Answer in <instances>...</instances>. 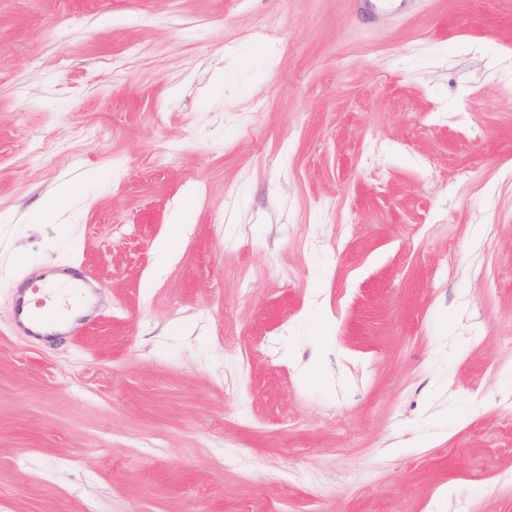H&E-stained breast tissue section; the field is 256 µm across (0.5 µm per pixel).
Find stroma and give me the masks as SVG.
Masks as SVG:
<instances>
[{
  "label": "stroma",
  "mask_w": 512,
  "mask_h": 512,
  "mask_svg": "<svg viewBox=\"0 0 512 512\" xmlns=\"http://www.w3.org/2000/svg\"><path fill=\"white\" fill-rule=\"evenodd\" d=\"M510 336L512 0H0V512H512ZM77 190L78 187L71 182L60 183L54 193L44 201L40 211L35 215L37 223L59 220L65 206L78 196ZM54 274V267H45L36 276H29L16 289L13 296V328L17 336H25L32 341H47L72 333L77 321L88 319L89 315L84 313L70 316L73 309L69 307L67 313L61 316L53 309L46 308L45 301L37 305L33 302L32 291L42 290L46 299L47 290L57 285ZM67 287L72 289L80 296L81 308H92L95 305V297L101 287V284L95 283L86 277L84 274H78L75 279L67 284Z\"/></svg>",
  "instance_id": "stroma-1"
}]
</instances>
